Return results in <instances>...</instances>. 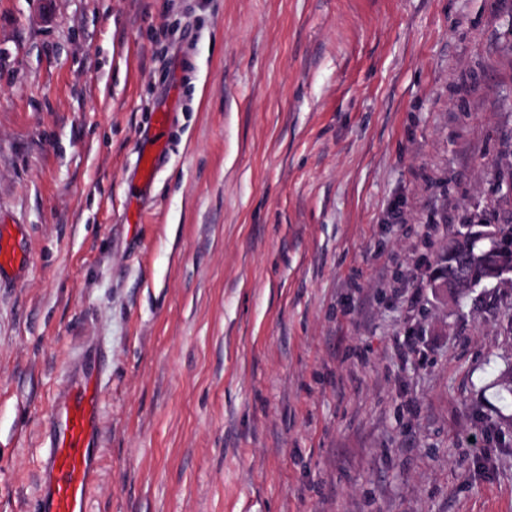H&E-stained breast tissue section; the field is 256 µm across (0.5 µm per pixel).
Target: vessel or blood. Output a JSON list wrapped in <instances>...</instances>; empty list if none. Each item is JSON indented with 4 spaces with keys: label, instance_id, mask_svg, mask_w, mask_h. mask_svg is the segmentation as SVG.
<instances>
[{
    "label": "vessel or blood",
    "instance_id": "1",
    "mask_svg": "<svg viewBox=\"0 0 512 512\" xmlns=\"http://www.w3.org/2000/svg\"><path fill=\"white\" fill-rule=\"evenodd\" d=\"M97 377L70 378L48 416L49 446L39 471L36 512H87L99 463Z\"/></svg>",
    "mask_w": 512,
    "mask_h": 512
}]
</instances>
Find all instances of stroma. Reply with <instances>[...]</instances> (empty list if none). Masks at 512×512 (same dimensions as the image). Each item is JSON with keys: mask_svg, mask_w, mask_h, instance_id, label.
Here are the masks:
<instances>
[{"mask_svg": "<svg viewBox=\"0 0 512 512\" xmlns=\"http://www.w3.org/2000/svg\"><path fill=\"white\" fill-rule=\"evenodd\" d=\"M486 213L512 0H0V512L88 347V512H512V274L429 286Z\"/></svg>", "mask_w": 512, "mask_h": 512, "instance_id": "obj_1", "label": "stroma"}]
</instances>
